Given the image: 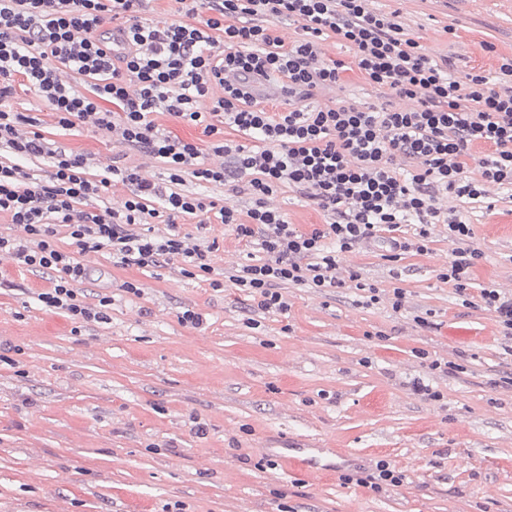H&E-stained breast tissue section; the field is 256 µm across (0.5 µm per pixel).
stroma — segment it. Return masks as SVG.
Listing matches in <instances>:
<instances>
[{"instance_id":"obj_1","label":"stroma","mask_w":512,"mask_h":512,"mask_svg":"<svg viewBox=\"0 0 512 512\" xmlns=\"http://www.w3.org/2000/svg\"><path fill=\"white\" fill-rule=\"evenodd\" d=\"M375 7L398 12L457 75L491 74L512 57V0ZM322 53L348 69L317 103L379 101L346 46L330 38ZM7 105L39 117L55 147L90 154L94 174L114 164L165 173L90 125L61 128L25 87ZM458 208L484 253L474 288L511 291L512 201ZM205 234L216 269L249 261L229 227ZM449 257L437 231L428 253L397 261L362 248L341 257L353 274L342 287L287 284V312L264 313L231 282L184 276L176 261L122 268L98 252L83 258L80 289L90 301L108 291L110 319L77 324L36 302L52 270L0 255V512H512V355L494 314L440 281ZM132 280L141 297L123 291ZM361 281L383 295L406 289L404 310L385 298L363 306ZM188 308L200 327L180 322ZM435 359L451 369H430ZM417 379L441 400L417 393ZM289 448L345 452L369 472L384 459L406 480L379 494L345 483L341 468L292 474Z\"/></svg>"}]
</instances>
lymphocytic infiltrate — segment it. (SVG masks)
<instances>
[{
	"label": "lymphocytic infiltrate",
	"instance_id": "1",
	"mask_svg": "<svg viewBox=\"0 0 512 512\" xmlns=\"http://www.w3.org/2000/svg\"><path fill=\"white\" fill-rule=\"evenodd\" d=\"M146 0H0V103L15 86L34 91L63 127L92 121L98 131L134 149L148 150L167 170L165 179L116 166L112 177L131 187L121 207L105 202L109 181L89 176L90 157L52 148L40 120L0 106V214L22 227L0 235V251L29 268L56 271L52 288L38 292L44 308L70 319L102 318L111 296L87 305L76 285L87 268L57 244L66 230L80 252L107 251L113 263L146 269L160 257L181 273H212L214 250L205 238L176 230L177 219L214 214L236 239L263 253V261L232 275L258 310L288 309L285 282L338 288V257L361 246L384 244L391 258L424 253L433 227H442L452 258L442 280L465 294L483 254L472 226L445 208L447 195L485 202L490 187L512 190V60L495 76L454 75L450 63L426 54L397 13H381L372 0H178L181 19L143 18ZM302 31L285 42L278 24ZM349 45L353 63L382 90L378 105L311 106L319 90L339 84L345 66L325 59L321 41ZM69 71L90 83L85 95L61 77ZM275 87L284 111L267 109L255 91ZM221 86L222 97L210 96ZM210 100L207 110L199 103ZM199 128L208 148L160 129L154 113ZM32 129L29 136L19 126ZM233 131L235 139L225 138ZM486 146L477 172L466 163ZM223 155L222 166L205 154ZM49 159L39 175L28 157ZM199 189L183 190L185 176ZM224 184L244 195L245 206L217 205L205 187ZM291 189L328 217L298 230L270 198ZM171 224L154 236L156 220ZM413 237L399 236L404 224Z\"/></svg>",
	"mask_w": 512,
	"mask_h": 512
}]
</instances>
